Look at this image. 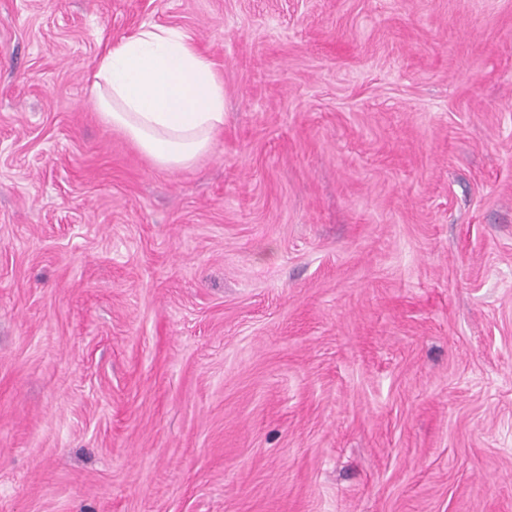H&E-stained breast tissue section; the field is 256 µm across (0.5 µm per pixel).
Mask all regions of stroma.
<instances>
[{"label":"stroma","instance_id":"obj_1","mask_svg":"<svg viewBox=\"0 0 512 512\" xmlns=\"http://www.w3.org/2000/svg\"><path fill=\"white\" fill-rule=\"evenodd\" d=\"M147 24L180 170L94 103ZM0 512H512V0H0ZM94 78L102 117L161 168L191 165L224 127V82L179 29L142 26L108 48Z\"/></svg>","mask_w":512,"mask_h":512}]
</instances>
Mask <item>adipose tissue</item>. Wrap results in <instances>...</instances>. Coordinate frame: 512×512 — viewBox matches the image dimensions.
I'll use <instances>...</instances> for the list:
<instances>
[{
	"instance_id": "1",
	"label": "adipose tissue",
	"mask_w": 512,
	"mask_h": 512,
	"mask_svg": "<svg viewBox=\"0 0 512 512\" xmlns=\"http://www.w3.org/2000/svg\"><path fill=\"white\" fill-rule=\"evenodd\" d=\"M94 78L102 117L161 168L191 165L224 125V83L179 29L142 26L108 48Z\"/></svg>"
}]
</instances>
